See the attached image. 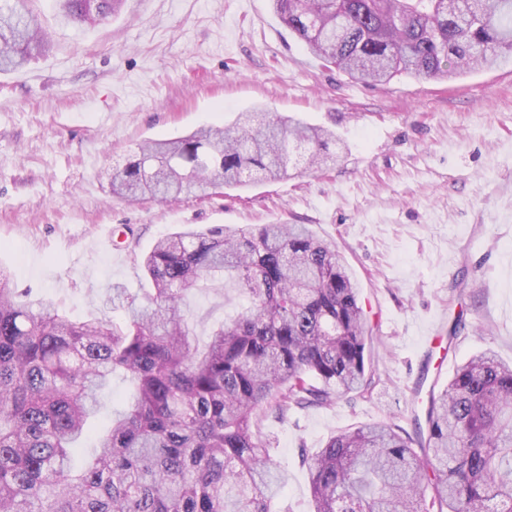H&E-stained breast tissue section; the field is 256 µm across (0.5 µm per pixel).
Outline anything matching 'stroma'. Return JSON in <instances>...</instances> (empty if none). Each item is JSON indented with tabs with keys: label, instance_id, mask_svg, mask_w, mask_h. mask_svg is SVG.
<instances>
[{
	"label": "stroma",
	"instance_id": "stroma-1",
	"mask_svg": "<svg viewBox=\"0 0 512 512\" xmlns=\"http://www.w3.org/2000/svg\"><path fill=\"white\" fill-rule=\"evenodd\" d=\"M49 50L0 74V274L72 319L109 317L107 289L146 287L142 254L186 226L305 224L335 243L360 286L381 382L371 400L268 421L276 508L310 512L303 454L353 426L414 433L431 391L490 349L512 363V64L448 81L352 79L293 36L272 0H125L90 26L34 0ZM262 106L336 131L321 172L161 204L112 196L109 174L146 139ZM119 241H102V225ZM223 280L185 299L199 339L240 306ZM465 326L446 355L426 336Z\"/></svg>",
	"mask_w": 512,
	"mask_h": 512
}]
</instances>
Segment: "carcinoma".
<instances>
[{"instance_id":"1","label":"carcinoma","mask_w":512,"mask_h":512,"mask_svg":"<svg viewBox=\"0 0 512 512\" xmlns=\"http://www.w3.org/2000/svg\"><path fill=\"white\" fill-rule=\"evenodd\" d=\"M31 0H0V72L48 49ZM93 25L123 0H56ZM312 55L362 82L450 80L512 56V0H273ZM336 134L252 108L222 126L137 144L110 193L172 203L243 177L316 172ZM152 288L106 302L121 321H74L0 278V512H274L269 418L376 386L359 286L336 246L304 224L185 228L142 261ZM247 306L201 346L184 309L209 279ZM134 386L82 464L100 394ZM314 512H512V364L484 351L429 397L416 437L386 422L330 437L304 458Z\"/></svg>"}]
</instances>
